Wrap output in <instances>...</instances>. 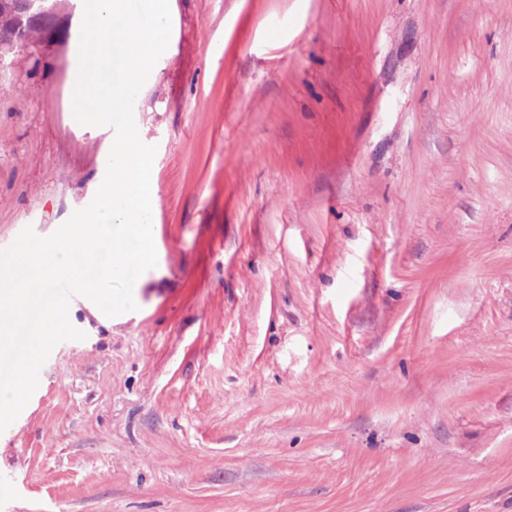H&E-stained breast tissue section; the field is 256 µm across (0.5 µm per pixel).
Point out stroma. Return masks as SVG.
<instances>
[{"label":"stroma","mask_w":512,"mask_h":512,"mask_svg":"<svg viewBox=\"0 0 512 512\" xmlns=\"http://www.w3.org/2000/svg\"><path fill=\"white\" fill-rule=\"evenodd\" d=\"M83 0L0 72V249L87 207ZM157 265L52 350L0 512H512V0H170Z\"/></svg>","instance_id":"35a3bbf8"}]
</instances>
